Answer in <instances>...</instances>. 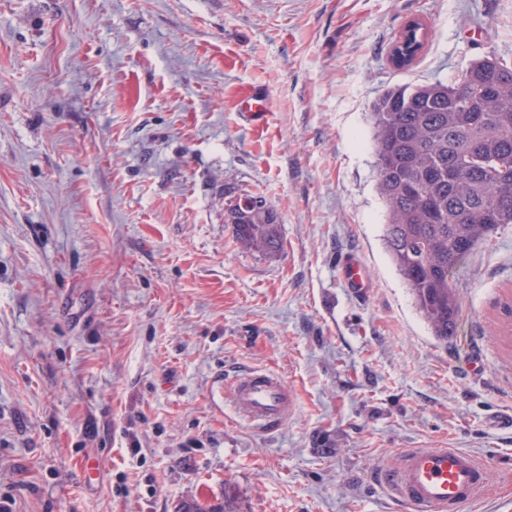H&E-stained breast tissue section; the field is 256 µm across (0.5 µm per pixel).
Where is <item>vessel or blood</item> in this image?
I'll return each mask as SVG.
<instances>
[{
	"label": "vessel or blood",
	"instance_id": "obj_1",
	"mask_svg": "<svg viewBox=\"0 0 512 512\" xmlns=\"http://www.w3.org/2000/svg\"><path fill=\"white\" fill-rule=\"evenodd\" d=\"M264 95L253 94L241 104L243 120L262 121L266 115ZM341 277L352 292L367 288L362 264L344 260ZM239 416L260 429L287 421L295 407L294 394L285 380L266 369L237 374L230 392ZM488 467L470 452L459 448H410L397 461L378 472L376 480L411 512H462L488 483Z\"/></svg>",
	"mask_w": 512,
	"mask_h": 512
}]
</instances>
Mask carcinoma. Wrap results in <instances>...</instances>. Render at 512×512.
I'll list each match as a JSON object with an SVG mask.
<instances>
[{
    "label": "carcinoma",
    "mask_w": 512,
    "mask_h": 512,
    "mask_svg": "<svg viewBox=\"0 0 512 512\" xmlns=\"http://www.w3.org/2000/svg\"><path fill=\"white\" fill-rule=\"evenodd\" d=\"M424 25L400 33L391 60L411 64ZM375 170L388 213L384 240L432 333H457L462 302L451 273L512 224V67L495 56L462 79L397 86L373 103ZM229 201L225 223L247 249H279L277 215Z\"/></svg>",
    "instance_id": "obj_1"
}]
</instances>
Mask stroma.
Wrapping results in <instances>:
<instances>
[{
    "label": "stroma",
    "mask_w": 512,
    "mask_h": 512,
    "mask_svg": "<svg viewBox=\"0 0 512 512\" xmlns=\"http://www.w3.org/2000/svg\"><path fill=\"white\" fill-rule=\"evenodd\" d=\"M491 54L512 63V0H0V502L406 512L376 473L444 446L490 469L465 512H512V224L452 273L439 341L384 245L369 121ZM231 190L279 251L239 245ZM256 368L295 395L267 433L227 388ZM426 41V29L419 24L418 29L401 32L392 50L391 60L397 67H405L411 64L422 51ZM396 56L404 63H397ZM267 99L263 94L253 93L241 104L240 113L243 121L261 122L266 116ZM341 277L347 288L352 292H361L367 288L368 281L365 277V270L357 259L344 260L340 267Z\"/></svg>",
    "instance_id": "stroma-1"
}]
</instances>
